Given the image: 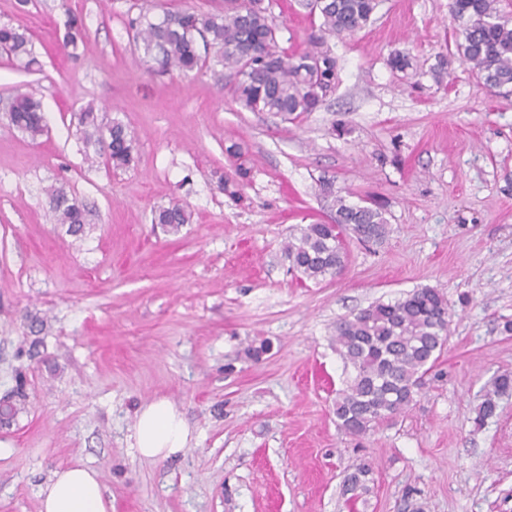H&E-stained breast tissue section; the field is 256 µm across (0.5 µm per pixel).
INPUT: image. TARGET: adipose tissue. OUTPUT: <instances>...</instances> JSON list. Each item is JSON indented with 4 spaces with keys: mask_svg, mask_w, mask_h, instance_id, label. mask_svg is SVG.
Instances as JSON below:
<instances>
[{
    "mask_svg": "<svg viewBox=\"0 0 512 512\" xmlns=\"http://www.w3.org/2000/svg\"><path fill=\"white\" fill-rule=\"evenodd\" d=\"M190 430L182 414L164 399L144 405L137 414L135 446L148 459H167L184 448ZM41 512H112L95 470L77 463L53 473L40 492Z\"/></svg>",
    "mask_w": 512,
    "mask_h": 512,
    "instance_id": "adipose-tissue-1",
    "label": "adipose tissue"
}]
</instances>
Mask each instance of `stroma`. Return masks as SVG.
Instances as JSON below:
<instances>
[{
  "label": "stroma",
  "instance_id": "1",
  "mask_svg": "<svg viewBox=\"0 0 512 512\" xmlns=\"http://www.w3.org/2000/svg\"><path fill=\"white\" fill-rule=\"evenodd\" d=\"M448 3L382 0L367 28L329 39L339 82L323 105L285 122L236 103L214 61L150 70L128 27L143 10L224 0H0V23L28 29L37 58L0 55V102L33 94L46 119L33 138L0 118V394L27 373L25 410L0 430V512H39L41 488L75 462L112 512H512V394L472 422L487 383L512 374V92L463 63ZM67 10L87 30L74 55ZM271 19L291 51L320 23L304 0H272ZM396 52L412 69L388 66ZM89 103L134 132L130 167L85 163L76 114ZM235 142L251 167L238 201L219 188ZM50 185L84 205V234L56 223ZM337 194L383 202L388 234L346 236L341 275L300 281L283 246L335 223ZM173 204L192 213L176 234L152 222ZM424 287L448 301L438 366L404 413L347 434L337 323ZM33 315L45 347L31 359ZM160 398L192 439L146 459L136 412Z\"/></svg>",
  "mask_w": 512,
  "mask_h": 512
}]
</instances>
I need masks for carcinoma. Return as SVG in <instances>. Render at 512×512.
Segmentation results:
<instances>
[{
    "instance_id": "1",
    "label": "carcinoma",
    "mask_w": 512,
    "mask_h": 512,
    "mask_svg": "<svg viewBox=\"0 0 512 512\" xmlns=\"http://www.w3.org/2000/svg\"><path fill=\"white\" fill-rule=\"evenodd\" d=\"M222 11H165L153 21L141 13L129 20L142 41L145 53L160 73L178 70L184 74L206 65L207 54L232 79L233 98L251 112H269L285 120L316 111L327 93L336 87L337 61L327 46L330 37L353 35L372 20L378 0H313L321 24L312 32L307 48L288 54L277 40L276 27L264 0H228ZM501 0H451L450 17L456 34V48L462 61L486 86L512 90V14ZM64 48L77 50L85 36L84 24L72 12L64 11ZM0 49L36 62L32 40L26 31L10 23L0 24ZM4 115L19 131L31 137L41 135L45 120L40 100L32 94H18L5 106ZM82 140L97 143L103 152L87 156L102 158L109 167L123 168L134 159V134L118 121L99 120L93 104L78 115ZM239 160L234 177L224 181V192L239 195L250 168L241 147L227 148ZM56 222L68 225L73 235L84 233L85 212L76 199L62 188L44 189ZM338 222L307 224L283 248L289 268L303 278L320 282L339 274L346 266L344 232L349 230L365 243L382 241L387 234L383 207L375 202L352 204L342 196L335 199ZM152 223L177 234L191 223V213L178 205L153 211ZM448 302L434 288H420L391 301L378 302L336 325V351L354 375L336 395L334 414L340 428L360 436L409 407L424 385V377L436 367L449 335ZM25 375H15V386L0 396V408L14 422L23 409ZM512 391V375L492 379L475 409L473 423L482 425L492 417L498 399ZM369 474L364 464L347 475L345 491L356 493Z\"/></svg>"
}]
</instances>
